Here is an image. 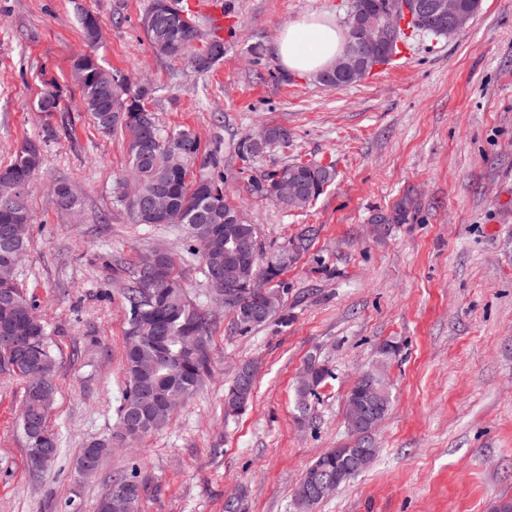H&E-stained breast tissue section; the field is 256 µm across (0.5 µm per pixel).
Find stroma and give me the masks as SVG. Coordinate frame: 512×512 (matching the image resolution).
I'll return each mask as SVG.
<instances>
[{
  "label": "stroma",
  "instance_id": "obj_1",
  "mask_svg": "<svg viewBox=\"0 0 512 512\" xmlns=\"http://www.w3.org/2000/svg\"><path fill=\"white\" fill-rule=\"evenodd\" d=\"M202 31L224 12V55L208 71L155 56L142 27L149 0H0V166L24 140L46 138L29 197L30 244L16 278L47 327L55 388L49 427L59 455L29 477L18 424L24 383L0 372V512H96L110 478L137 468L140 512H293L307 466L355 448L345 403L382 345L391 404L370 441L373 464L314 512H494L512 499V0H481L452 37L411 40L403 64L329 88L290 71L275 51L291 22L344 24L349 0H179ZM98 16L88 48L79 15ZM154 89L161 128L191 129L224 161V191L255 224L264 256L312 231L309 247L269 287L284 319L247 329L202 272L180 224H137L117 199L128 168L122 134L104 135L79 105L76 56ZM59 112H41L47 83ZM288 141L253 156L261 130ZM332 166L335 181L288 210L257 194L263 174L293 163ZM64 180L82 207L68 214L49 189ZM413 219L380 224L404 196ZM175 261L188 299L212 316L210 373L162 430L116 441L124 400V290L155 252ZM317 356L331 378L299 418L295 386ZM252 402L225 416L224 390L245 363ZM96 440L112 452L92 477L76 458Z\"/></svg>",
  "mask_w": 512,
  "mask_h": 512
}]
</instances>
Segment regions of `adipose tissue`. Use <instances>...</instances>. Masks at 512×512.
I'll list each match as a JSON object with an SVG mask.
<instances>
[{
	"label": "adipose tissue",
	"instance_id": "1",
	"mask_svg": "<svg viewBox=\"0 0 512 512\" xmlns=\"http://www.w3.org/2000/svg\"><path fill=\"white\" fill-rule=\"evenodd\" d=\"M343 50V36L335 23L315 19L288 24L276 45L283 66L305 76L317 75L332 66Z\"/></svg>",
	"mask_w": 512,
	"mask_h": 512
}]
</instances>
